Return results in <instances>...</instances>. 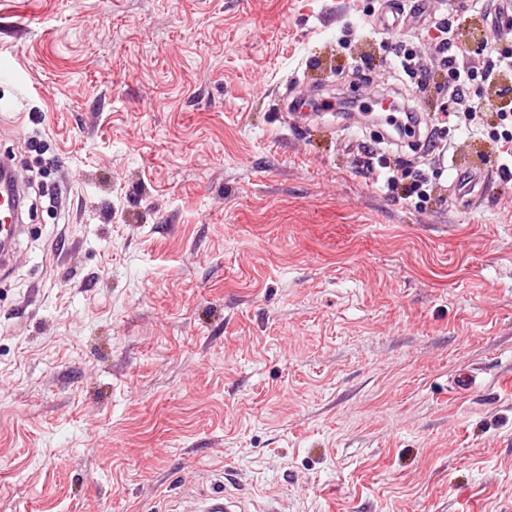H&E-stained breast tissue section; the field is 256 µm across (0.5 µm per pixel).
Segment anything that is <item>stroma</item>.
Masks as SVG:
<instances>
[{
  "instance_id": "35a3bbf8",
  "label": "stroma",
  "mask_w": 512,
  "mask_h": 512,
  "mask_svg": "<svg viewBox=\"0 0 512 512\" xmlns=\"http://www.w3.org/2000/svg\"><path fill=\"white\" fill-rule=\"evenodd\" d=\"M467 62L512 53L425 0ZM384 0H0V154L27 200L0 270V512H512V181L496 107L437 112L425 20ZM413 49L409 148L361 112ZM425 174L384 193L371 156ZM489 176L465 203L455 180ZM474 375L469 392L452 388ZM394 66L406 77L415 93L425 91L429 84V75L419 66L417 56L412 50L401 47L396 49Z\"/></svg>"
}]
</instances>
